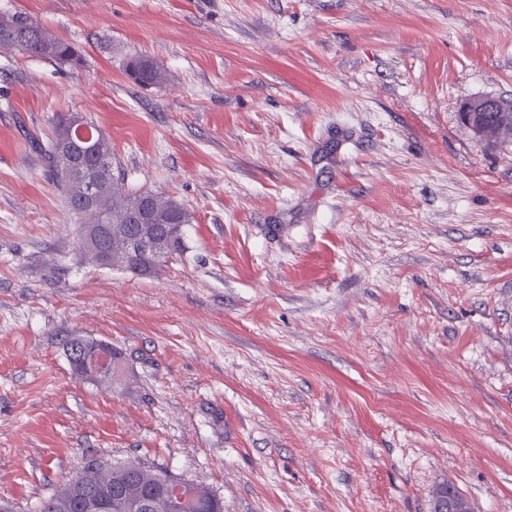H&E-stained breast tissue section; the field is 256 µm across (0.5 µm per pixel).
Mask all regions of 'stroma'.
Listing matches in <instances>:
<instances>
[{"instance_id": "1", "label": "stroma", "mask_w": 512, "mask_h": 512, "mask_svg": "<svg viewBox=\"0 0 512 512\" xmlns=\"http://www.w3.org/2000/svg\"><path fill=\"white\" fill-rule=\"evenodd\" d=\"M79 46H0V500L89 461L224 512H512V0H0ZM149 59L165 83L125 71ZM79 113L191 215L138 276L81 257L29 135ZM123 353L75 378L70 337ZM499 101L497 97L494 96H486V97H479L471 99L467 102H465L461 108L460 112L463 114L464 118L467 119L469 112H480L477 114H480L481 116L485 117L487 119V123L489 126H507L506 132L504 134V140L500 141H487L490 145L496 146L500 144H509L512 145V100L511 103L502 102V108L503 110L509 111L508 114H501V112H497V110L494 107H490L489 112H483V110L486 108L487 104L489 102L493 101ZM498 118L497 119H494ZM503 121V122H500Z\"/></svg>"}]
</instances>
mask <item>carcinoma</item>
<instances>
[{"instance_id":"carcinoma-1","label":"carcinoma","mask_w":512,"mask_h":512,"mask_svg":"<svg viewBox=\"0 0 512 512\" xmlns=\"http://www.w3.org/2000/svg\"><path fill=\"white\" fill-rule=\"evenodd\" d=\"M0 46L9 47L21 54L37 56L56 62L73 63L79 54L70 43L53 37L37 22L27 16L12 14L0 16ZM127 70L135 80L145 85L160 86L164 74L155 65L142 57L130 59ZM490 126L506 127L504 140L493 141L491 145H512V112L501 114L495 108L481 113ZM68 118H61L50 137L37 140L52 181L61 188L67 197L69 207L79 216V249H84L81 235L89 224H129L142 209L148 210L152 224H187L190 214L176 199L165 197L150 190L131 185L121 171L112 168V146L93 123L83 121L88 130L87 137L95 142L96 163L103 170L98 195L93 205L80 208L81 195L75 179L63 175L68 168L65 156L60 150L59 130L66 125ZM166 259H160L149 267L138 256H125L123 270L135 275L155 273ZM167 472L140 462H116L106 469L97 463L84 466L79 473L55 490L40 505L39 512H77L76 502L79 489L93 487L102 491H112V512H123L122 502L136 499L143 494L161 489ZM199 496V512H224V505L216 495L202 483L195 484Z\"/></svg>"}]
</instances>
